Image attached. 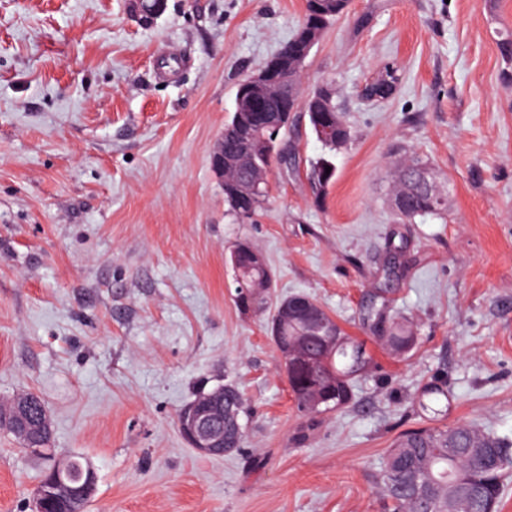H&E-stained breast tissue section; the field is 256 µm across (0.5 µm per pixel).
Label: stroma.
<instances>
[{
    "label": "stroma",
    "mask_w": 512,
    "mask_h": 512,
    "mask_svg": "<svg viewBox=\"0 0 512 512\" xmlns=\"http://www.w3.org/2000/svg\"><path fill=\"white\" fill-rule=\"evenodd\" d=\"M305 0H0V401L46 403L56 458L98 473L88 512H390L401 432L471 424L512 440V0H352L304 90L334 81L353 140L313 204L309 129L288 136L253 219L228 214L210 155L238 82L303 20ZM391 66L398 83L361 88ZM427 158L446 219L396 223L390 155ZM261 253L273 296L305 294L371 358L354 398L309 421L227 260ZM418 328L398 356L377 312ZM233 383L246 437L214 456L179 433L201 388ZM46 465L0 427V512H30Z\"/></svg>",
    "instance_id": "obj_1"
}]
</instances>
